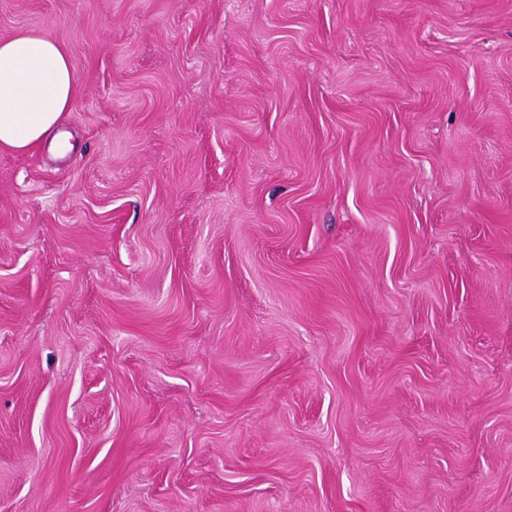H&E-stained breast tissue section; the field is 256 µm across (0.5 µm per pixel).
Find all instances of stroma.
Masks as SVG:
<instances>
[{
	"label": "stroma",
	"instance_id": "35a3bbf8",
	"mask_svg": "<svg viewBox=\"0 0 512 512\" xmlns=\"http://www.w3.org/2000/svg\"><path fill=\"white\" fill-rule=\"evenodd\" d=\"M81 86L0 151V512H512V0H0Z\"/></svg>",
	"mask_w": 512,
	"mask_h": 512
}]
</instances>
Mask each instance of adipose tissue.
<instances>
[{"instance_id": "1", "label": "adipose tissue", "mask_w": 512, "mask_h": 512, "mask_svg": "<svg viewBox=\"0 0 512 512\" xmlns=\"http://www.w3.org/2000/svg\"><path fill=\"white\" fill-rule=\"evenodd\" d=\"M78 93L71 52L52 36L20 32L0 40V149L24 153L46 140L69 151L55 127Z\"/></svg>"}]
</instances>
